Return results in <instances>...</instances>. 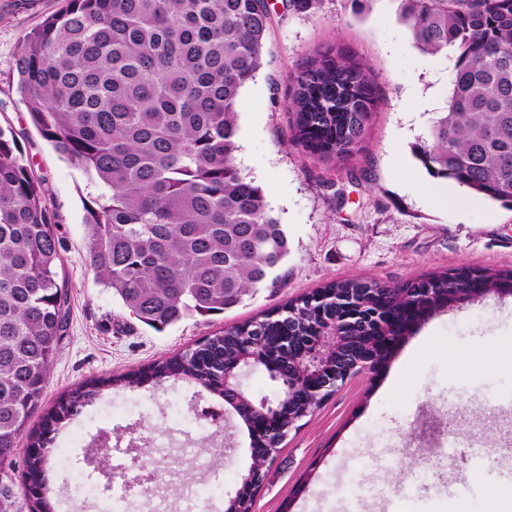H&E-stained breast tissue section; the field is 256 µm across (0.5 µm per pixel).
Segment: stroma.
<instances>
[{
    "label": "stroma",
    "instance_id": "35a3bbf8",
    "mask_svg": "<svg viewBox=\"0 0 512 512\" xmlns=\"http://www.w3.org/2000/svg\"><path fill=\"white\" fill-rule=\"evenodd\" d=\"M65 6L66 0H0V127L20 133L25 163L57 215L59 274L69 285L68 329L47 401L86 380L187 349L330 280L363 276L393 285L435 269L512 266V209L478 195L472 206L451 205L465 189L450 179L449 202L438 201L431 175L412 152L433 113L446 106L454 56L419 51L397 17L398 0H314L305 12L271 0L263 66L239 103L236 162L288 230V276L221 315L190 316L160 332L129 321L87 265L92 187L33 126L17 89L23 37ZM336 44L366 64L379 99L362 142L340 163L291 145L287 109L289 76L304 54ZM510 341L512 296L491 295L434 316L386 368L352 375L289 431L252 512H381L388 497L400 512H512L496 495L504 466L512 464L496 425L512 414V361L490 368L469 357L478 347ZM390 380L392 393L384 390ZM214 402L183 382L105 391L54 441L69 451L52 456L49 467L58 512L72 510L70 472L82 463L83 442L118 427L126 438L151 443L180 418L183 431L170 441L175 451L184 439L206 435L189 415ZM223 429L222 449L178 464L220 477L221 503L235 495L250 464L245 428L232 417ZM452 479L469 483L471 492L447 494Z\"/></svg>",
    "mask_w": 512,
    "mask_h": 512
}]
</instances>
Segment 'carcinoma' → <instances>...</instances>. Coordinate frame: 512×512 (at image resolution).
Masks as SVG:
<instances>
[{
	"label": "carcinoma",
	"mask_w": 512,
	"mask_h": 512,
	"mask_svg": "<svg viewBox=\"0 0 512 512\" xmlns=\"http://www.w3.org/2000/svg\"><path fill=\"white\" fill-rule=\"evenodd\" d=\"M399 19L424 54L456 57L446 108L413 152L435 178L512 206V0H400ZM272 26L267 0H66L26 35L17 59L31 120L100 192L87 206L88 260L141 324L161 331L220 315L286 277L288 232L236 164L239 98L263 65ZM377 94L365 64L340 46L304 58L288 96L292 142L312 158L342 162L362 140ZM44 191L14 132L0 129V512H18L11 472L23 436L22 488L32 512H55L47 471L53 435L103 391L167 379L224 398V370L249 352L288 363L333 320L314 295H352L358 317L338 315L349 342L321 376L332 379L376 335V300L400 316L427 304L391 336H410L452 308L473 277L496 295L512 268L436 270L401 285L331 281L206 336L192 347L93 379L44 404L67 327L68 286ZM302 392L255 432L262 462L313 409Z\"/></svg>",
	"instance_id": "obj_1"
}]
</instances>
